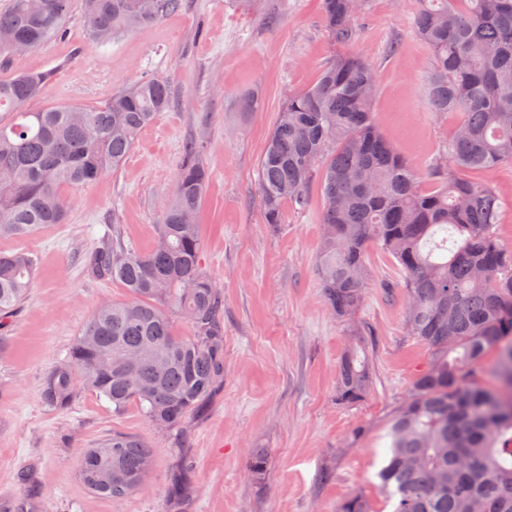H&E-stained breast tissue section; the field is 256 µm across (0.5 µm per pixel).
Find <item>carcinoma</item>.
Returning a JSON list of instances; mask_svg holds the SVG:
<instances>
[{
  "instance_id": "obj_1",
  "label": "carcinoma",
  "mask_w": 512,
  "mask_h": 512,
  "mask_svg": "<svg viewBox=\"0 0 512 512\" xmlns=\"http://www.w3.org/2000/svg\"><path fill=\"white\" fill-rule=\"evenodd\" d=\"M91 40L105 45L153 25L179 0H82ZM366 0H322L327 31L346 47L358 37ZM70 0H9L0 9V72L27 49L57 39ZM415 29L431 52L433 111L461 120L450 162L424 171L381 133L373 112L377 75L355 52H340L312 84L288 92L259 161L265 223L283 224L307 205L319 179L323 226L318 274L332 313L354 342L343 354L336 401L354 405L370 391L365 336L354 321L368 288L367 252L397 261L408 303V335L429 352L407 399L388 424L379 471L391 512H512V249L496 238L500 200L468 173L512 164V0H418ZM50 72L0 75V238L27 237L65 223L63 190L119 169L144 128L171 99L161 78L140 80L101 106L40 110ZM201 147L184 146L173 201L140 252L111 235L86 271L112 280L128 298L99 306L66 357L46 373V405L71 408L82 388L121 412L135 405L173 431L199 409L224 374V296L205 274L195 216L210 172ZM35 258L0 250V325L24 302ZM177 312L192 334L180 335ZM496 359L497 385L481 383L482 361ZM153 451L138 436L114 433L85 448L77 473L86 489L119 499L146 488ZM254 452L249 471L265 475ZM339 512H374L354 493Z\"/></svg>"
}]
</instances>
